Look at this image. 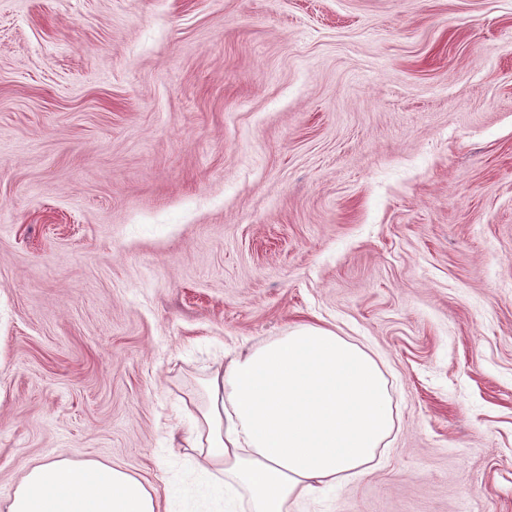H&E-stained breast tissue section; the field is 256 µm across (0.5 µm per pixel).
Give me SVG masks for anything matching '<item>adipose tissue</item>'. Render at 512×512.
I'll list each match as a JSON object with an SVG mask.
<instances>
[{"label":"adipose tissue","instance_id":"1","mask_svg":"<svg viewBox=\"0 0 512 512\" xmlns=\"http://www.w3.org/2000/svg\"><path fill=\"white\" fill-rule=\"evenodd\" d=\"M181 447L244 491L247 512H290L300 498L366 475L394 426L375 358L328 327L300 324L229 357ZM127 472L56 457L28 468L8 512H160Z\"/></svg>","mask_w":512,"mask_h":512}]
</instances>
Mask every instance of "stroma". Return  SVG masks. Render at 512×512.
<instances>
[{
    "label": "stroma",
    "mask_w": 512,
    "mask_h": 512,
    "mask_svg": "<svg viewBox=\"0 0 512 512\" xmlns=\"http://www.w3.org/2000/svg\"><path fill=\"white\" fill-rule=\"evenodd\" d=\"M302 323L395 425L298 512H512V0H0V512L59 455L224 512L185 423Z\"/></svg>",
    "instance_id": "1"
}]
</instances>
